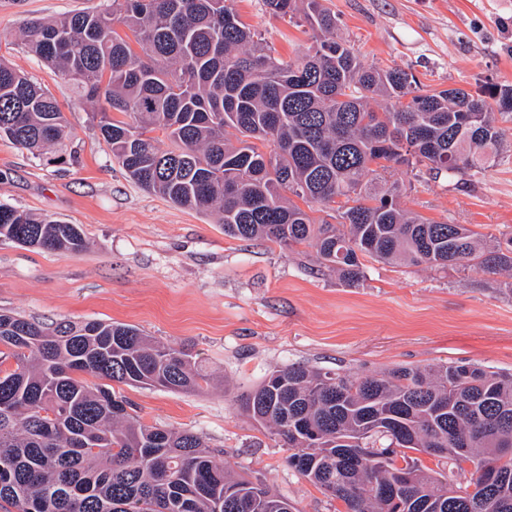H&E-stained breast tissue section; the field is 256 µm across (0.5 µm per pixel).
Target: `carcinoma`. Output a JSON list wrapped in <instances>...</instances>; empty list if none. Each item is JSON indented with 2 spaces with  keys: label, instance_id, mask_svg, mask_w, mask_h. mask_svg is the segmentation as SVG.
I'll list each match as a JSON object with an SVG mask.
<instances>
[{
  "label": "carcinoma",
  "instance_id": "obj_1",
  "mask_svg": "<svg viewBox=\"0 0 512 512\" xmlns=\"http://www.w3.org/2000/svg\"><path fill=\"white\" fill-rule=\"evenodd\" d=\"M301 21L307 51L275 57L233 0H107L31 19L21 44L88 102L126 175L171 203L221 215L224 234L308 245L348 283L366 256L464 271L512 272V238L491 245L463 224L401 208L390 164L477 175L502 148L494 112L512 86L473 95L428 89L409 70L366 67L333 33L320 0H264ZM123 26L128 33L121 34ZM51 92L0 61V136L42 155L66 136ZM236 133L226 139L227 130ZM171 143L162 150L159 137ZM335 207L317 224L292 197ZM78 255V224L0 204V238ZM96 379L89 383L88 378ZM199 390L182 350L134 326L0 311V504L13 512H295L236 473L202 437L142 423L113 384ZM239 407L292 450L289 466L345 512H512V373L470 363L354 376L291 365ZM421 448L435 467L409 455ZM415 481L394 498L397 459Z\"/></svg>",
  "mask_w": 512,
  "mask_h": 512
}]
</instances>
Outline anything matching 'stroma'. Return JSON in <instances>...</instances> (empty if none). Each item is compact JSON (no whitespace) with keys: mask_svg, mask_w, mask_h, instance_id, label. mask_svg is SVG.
<instances>
[{"mask_svg":"<svg viewBox=\"0 0 512 512\" xmlns=\"http://www.w3.org/2000/svg\"><path fill=\"white\" fill-rule=\"evenodd\" d=\"M104 0H0V58L49 89L68 124L59 151L40 157L0 139V203L81 225L78 255L0 242V311L52 324L103 320L136 326L183 350L212 377L199 391L119 385L140 421L188 429L232 469L256 476L297 512H336L287 463L289 450L240 414L237 396L274 369L304 364L373 375L400 365L480 364L512 372V292L506 275L363 261L342 282L312 247L244 242L215 215L182 208L132 182L113 160L89 104L14 40L24 20L94 11ZM338 36L364 64L412 69L433 88L512 85V0H323ZM276 56L293 58L309 33L235 0ZM498 162L478 178L395 165L404 208L512 238V114Z\"/></svg>","mask_w":512,"mask_h":512,"instance_id":"1","label":"stroma"}]
</instances>
